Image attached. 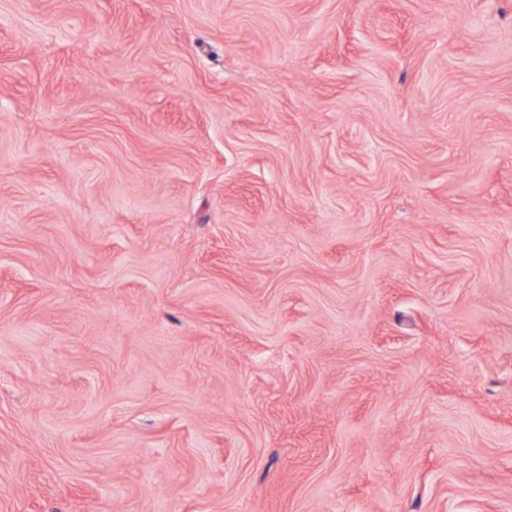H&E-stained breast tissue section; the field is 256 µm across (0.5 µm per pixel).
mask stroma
<instances>
[{"label":"stroma","mask_w":512,"mask_h":512,"mask_svg":"<svg viewBox=\"0 0 512 512\" xmlns=\"http://www.w3.org/2000/svg\"><path fill=\"white\" fill-rule=\"evenodd\" d=\"M0 512H512V0H0Z\"/></svg>","instance_id":"stroma-1"}]
</instances>
